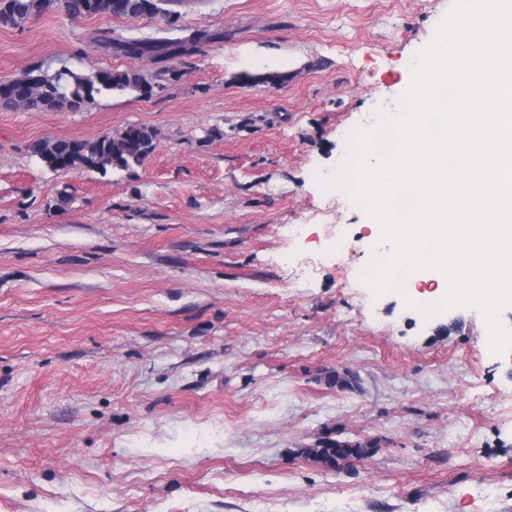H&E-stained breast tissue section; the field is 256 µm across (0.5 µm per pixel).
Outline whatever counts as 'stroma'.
Wrapping results in <instances>:
<instances>
[{
    "mask_svg": "<svg viewBox=\"0 0 512 512\" xmlns=\"http://www.w3.org/2000/svg\"><path fill=\"white\" fill-rule=\"evenodd\" d=\"M451 5L179 0L166 24L0 27V81L159 77L82 112L0 105V512H512V351L476 308L376 293L368 215L331 184ZM189 28L209 40L165 62L101 47ZM131 125L159 136L129 170L33 153ZM336 436L381 446L338 472L304 455Z\"/></svg>",
    "mask_w": 512,
    "mask_h": 512,
    "instance_id": "stroma-1",
    "label": "stroma"
}]
</instances>
